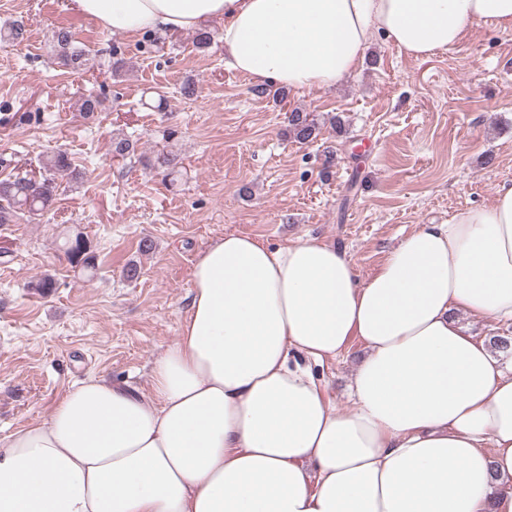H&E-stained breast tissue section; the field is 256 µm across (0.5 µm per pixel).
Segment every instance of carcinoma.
Wrapping results in <instances>:
<instances>
[{
  "label": "carcinoma",
  "instance_id": "1",
  "mask_svg": "<svg viewBox=\"0 0 512 512\" xmlns=\"http://www.w3.org/2000/svg\"><path fill=\"white\" fill-rule=\"evenodd\" d=\"M51 48L62 65L74 71L83 69L87 61L86 50L74 43L69 28L59 27L52 33ZM318 125L309 114L294 110L288 115V132L306 143L317 136ZM44 174L34 181L28 174H15L0 179V224H12L21 215L30 218L47 212L58 195L63 181H74L80 173L73 167L63 151L46 154L41 163ZM65 254L70 262L84 270L95 269L96 256L80 234L64 242Z\"/></svg>",
  "mask_w": 512,
  "mask_h": 512
}]
</instances>
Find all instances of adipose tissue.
<instances>
[{
	"mask_svg": "<svg viewBox=\"0 0 512 512\" xmlns=\"http://www.w3.org/2000/svg\"><path fill=\"white\" fill-rule=\"evenodd\" d=\"M102 28L220 19L224 63L327 89L377 33L425 59L512 0H74ZM150 388L92 377L0 444V512H512V364L454 313L512 324V186L422 224L361 277L345 250L228 233L200 251ZM359 342L351 406L314 370Z\"/></svg>",
	"mask_w": 512,
	"mask_h": 512,
	"instance_id": "obj_1",
	"label": "adipose tissue"
}]
</instances>
